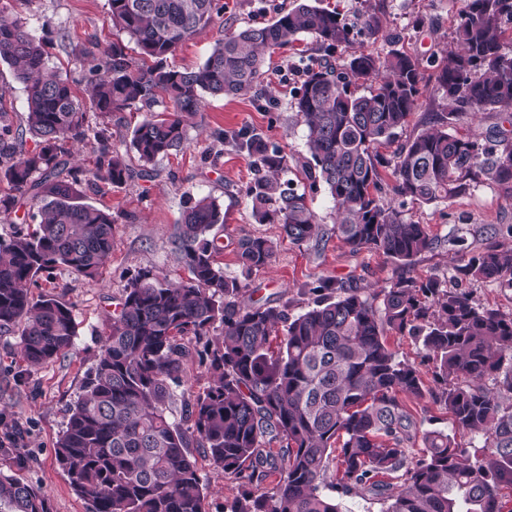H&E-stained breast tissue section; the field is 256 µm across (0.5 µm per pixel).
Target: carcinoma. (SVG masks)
Here are the masks:
<instances>
[{
	"label": "carcinoma",
	"mask_w": 512,
	"mask_h": 512,
	"mask_svg": "<svg viewBox=\"0 0 512 512\" xmlns=\"http://www.w3.org/2000/svg\"><path fill=\"white\" fill-rule=\"evenodd\" d=\"M112 24L138 48L90 39L74 52L96 64L85 77L89 104L68 78L50 70L44 44L0 3V62L25 88L28 112L16 126L0 109V213L29 206L32 230L0 237V334L19 336L30 367L66 356L78 336L73 305L30 293L59 267L95 279L112 252L116 219L85 202L100 185L154 178L155 163L187 147V127L203 94L235 97L257 89L265 55L312 36L316 53H299L302 81L291 109L304 122L309 186L327 190L336 221L319 223L306 193L283 175L293 158L264 136L220 130L252 158L245 195L258 224H278L298 246L336 237L355 251H374L394 265L381 291L366 294L318 278L300 313L291 301L253 299L249 283L224 272L215 228L216 199H191L174 246L187 280L151 270L132 276L59 435L55 458L91 512H204L206 485L192 449L235 481L240 494L224 512H342L331 489H355L382 501V512H502L499 489L512 487V313L476 304L433 275H411L418 256L437 242L405 206L432 204L470 190L479 176L512 199V130L481 136L448 132L460 112L504 114L512 125V0H464L455 47L434 60L429 86L418 56L395 48L356 52L359 37L383 33L379 6L348 22L314 0H294L262 27H238L204 62L180 69L178 49L224 13L221 0H107ZM347 53L336 62L337 50ZM452 108L389 156L380 147L428 91ZM105 115L146 113L119 149L109 126L89 130L86 109ZM165 117L160 118L157 110ZM34 146L26 147V139ZM90 149L91 168L69 167L74 146ZM135 158L138 167L129 164ZM512 225L493 228L480 251L454 266L456 277L512 288ZM276 243L241 238L236 257L250 275L270 265ZM210 374L207 389L184 403L188 425L171 418L172 384L181 380L191 344ZM421 343L428 372L398 359L389 335ZM280 338L271 349V338ZM429 397L448 410L451 431L421 429L403 398ZM484 440L469 459L456 435ZM50 512L47 495L0 476V509Z\"/></svg>",
	"instance_id": "1"
}]
</instances>
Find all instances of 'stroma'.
I'll return each mask as SVG.
<instances>
[{"instance_id": "obj_1", "label": "stroma", "mask_w": 512, "mask_h": 512, "mask_svg": "<svg viewBox=\"0 0 512 512\" xmlns=\"http://www.w3.org/2000/svg\"><path fill=\"white\" fill-rule=\"evenodd\" d=\"M224 15L184 43L175 56L177 66L194 68L207 57L229 26H263L290 0H223ZM386 29L398 36L399 48L418 55L426 74L432 60L451 42L462 0H385ZM21 17L36 37L49 45V65L73 79L74 92L83 95L90 64L72 54L74 46L96 39L109 43L122 36L109 20L107 0H30ZM289 49L276 51L268 62L264 90L257 95L205 97L187 128L189 145L159 160L154 179H135L115 188L109 185L87 192V203L111 209L116 218L112 253L100 269L97 282L60 268L38 280L39 293L60 294L74 306L79 334L70 353L40 367L27 366L19 354V338L0 335V475L14 476L41 488L51 512H90L88 503L71 489L57 463L55 442L81 393L87 370L101 344V332L112 315L128 278L151 269L177 281L188 272L179 264L171 244L174 226L190 198L212 196L224 207L226 223L220 237V261L227 274L240 275L235 248L246 236L278 241L274 261L252 273L248 281L261 300L288 298L293 312H301L308 288L319 277H332L372 292L386 285L393 272L383 255L353 251L337 240L326 245L297 246L284 238L276 224L253 220L245 189L253 179L251 160L231 141H220L216 130L246 127L278 142L294 159L309 156L307 131L290 109L297 75L288 68ZM408 217L425 224L442 241L440 248L418 257L413 273L439 276L449 286L471 292L476 303L512 312V289L484 282L456 280L451 258L455 250L472 256L491 229L512 224V199L495 184H474L464 195L431 205H414ZM198 467L207 479L205 512H224L226 501L238 493L236 484L216 470L202 449H195Z\"/></svg>"}]
</instances>
